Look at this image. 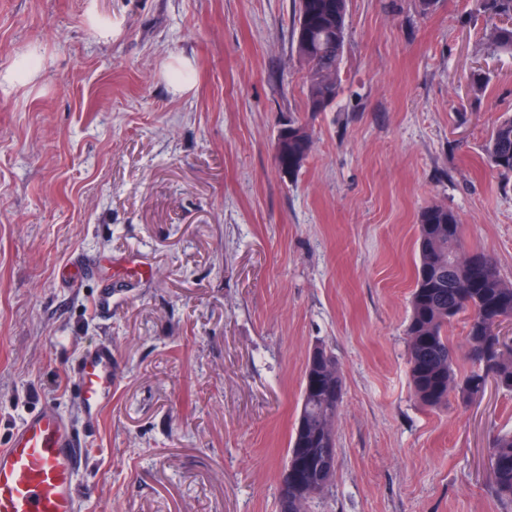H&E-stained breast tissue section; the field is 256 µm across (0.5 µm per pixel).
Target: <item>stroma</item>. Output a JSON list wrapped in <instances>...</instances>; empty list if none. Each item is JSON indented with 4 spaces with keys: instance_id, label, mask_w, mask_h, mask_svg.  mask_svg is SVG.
<instances>
[{
    "instance_id": "1",
    "label": "stroma",
    "mask_w": 512,
    "mask_h": 512,
    "mask_svg": "<svg viewBox=\"0 0 512 512\" xmlns=\"http://www.w3.org/2000/svg\"><path fill=\"white\" fill-rule=\"evenodd\" d=\"M294 21V0H0V71L43 58L0 88V445L43 402L79 418L68 367L111 344L80 512H276L318 344L344 390L311 512H507L485 465L512 396L421 408L405 328L427 204L512 281V184L482 160L512 54L467 0H349L340 93L311 112ZM291 121L313 138L293 179ZM81 255L106 274L65 282Z\"/></svg>"
}]
</instances>
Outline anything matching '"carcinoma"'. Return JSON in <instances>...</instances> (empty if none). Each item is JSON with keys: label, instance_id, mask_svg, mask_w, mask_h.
I'll return each mask as SVG.
<instances>
[{"label": "carcinoma", "instance_id": "obj_1", "mask_svg": "<svg viewBox=\"0 0 512 512\" xmlns=\"http://www.w3.org/2000/svg\"><path fill=\"white\" fill-rule=\"evenodd\" d=\"M472 11L484 17L486 44L512 54V28L497 19L512 17V0H471ZM348 0H296L292 45L307 69V107L325 112L340 88V70L347 41ZM312 149L305 126L288 125V144L274 156L281 174L296 177ZM485 160L499 178L512 183V116L500 118L485 145ZM464 227L454 211L431 204L417 224L418 261L406 329L407 363L412 392L425 408L448 405L452 394L464 403L482 397L487 386L512 393V341L502 330L512 324V282L505 280L495 259L468 251ZM464 318L467 356L475 368L458 370L459 349L448 328ZM343 394L339 367L322 358H307L301 408L304 429H294L283 470L288 487H279L278 512H310L314 488L324 491L333 477L323 467V451L336 444V422ZM489 487L512 506V432L493 436L489 451Z\"/></svg>", "mask_w": 512, "mask_h": 512}]
</instances>
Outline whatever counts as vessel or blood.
Returning <instances> with one entry per match:
<instances>
[{
    "mask_svg": "<svg viewBox=\"0 0 512 512\" xmlns=\"http://www.w3.org/2000/svg\"><path fill=\"white\" fill-rule=\"evenodd\" d=\"M117 365L108 344L85 349L69 366L70 389L85 426L98 423L112 398ZM86 444L52 402L27 414L0 447V512H79L78 476Z\"/></svg>",
    "mask_w": 512,
    "mask_h": 512,
    "instance_id": "b4317fda",
    "label": "vessel or blood"
}]
</instances>
